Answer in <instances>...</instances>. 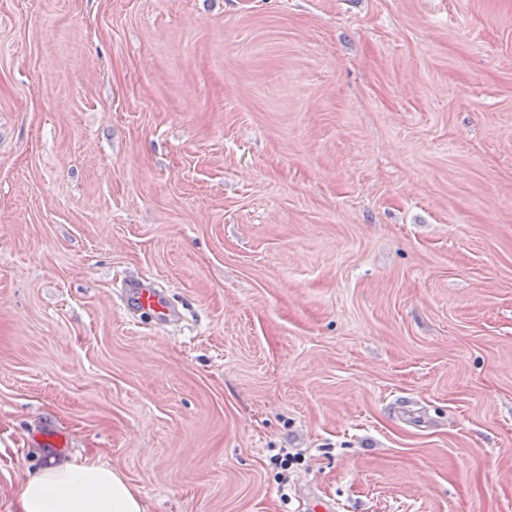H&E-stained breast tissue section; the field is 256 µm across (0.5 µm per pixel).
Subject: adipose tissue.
<instances>
[{
    "mask_svg": "<svg viewBox=\"0 0 512 512\" xmlns=\"http://www.w3.org/2000/svg\"><path fill=\"white\" fill-rule=\"evenodd\" d=\"M15 512H145V507L118 470L90 458L53 456L27 474Z\"/></svg>",
    "mask_w": 512,
    "mask_h": 512,
    "instance_id": "1",
    "label": "adipose tissue"
}]
</instances>
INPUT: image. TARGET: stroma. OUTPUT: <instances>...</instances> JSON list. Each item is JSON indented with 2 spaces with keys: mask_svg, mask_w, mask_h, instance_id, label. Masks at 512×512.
<instances>
[{
  "mask_svg": "<svg viewBox=\"0 0 512 512\" xmlns=\"http://www.w3.org/2000/svg\"><path fill=\"white\" fill-rule=\"evenodd\" d=\"M49 455L512 512V0H0V512ZM123 288L126 292L133 291L135 304L139 309L152 312L162 321L171 320L175 316V311L166 296L157 288L135 281L125 282Z\"/></svg>",
  "mask_w": 512,
  "mask_h": 512,
  "instance_id": "35a3bbf8",
  "label": "stroma"
}]
</instances>
